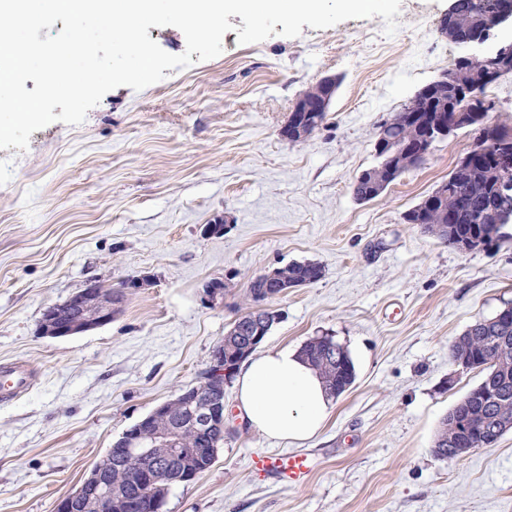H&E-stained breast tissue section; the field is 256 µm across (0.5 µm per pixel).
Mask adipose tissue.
Returning a JSON list of instances; mask_svg holds the SVG:
<instances>
[{
    "label": "adipose tissue",
    "mask_w": 512,
    "mask_h": 512,
    "mask_svg": "<svg viewBox=\"0 0 512 512\" xmlns=\"http://www.w3.org/2000/svg\"><path fill=\"white\" fill-rule=\"evenodd\" d=\"M237 410L261 435L292 442L317 434L334 407L319 373L289 347H271L236 375Z\"/></svg>",
    "instance_id": "ef3b65f1"
}]
</instances>
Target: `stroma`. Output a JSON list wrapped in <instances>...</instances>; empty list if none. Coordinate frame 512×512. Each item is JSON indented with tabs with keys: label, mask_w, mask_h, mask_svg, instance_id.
Wrapping results in <instances>:
<instances>
[{
	"label": "stroma",
	"mask_w": 512,
	"mask_h": 512,
	"mask_svg": "<svg viewBox=\"0 0 512 512\" xmlns=\"http://www.w3.org/2000/svg\"><path fill=\"white\" fill-rule=\"evenodd\" d=\"M449 4L402 0L391 37L375 16L247 45L233 15L218 57L113 89L81 125L33 132L27 150L0 149V362L38 374L0 402V512H54L126 430L199 383L249 281L292 262L323 276L270 301L279 319L262 345L334 337L353 386L314 438L291 442L247 427L226 383L224 446L162 512H512V431L454 462L432 451L481 379L453 364L450 341L512 302V224L462 254L403 219L472 134L436 142L375 200L351 192L375 163L378 124L463 55L439 31ZM331 75L341 83L323 125L288 142L296 102ZM214 279L228 288L212 303ZM91 281L124 288L121 313L42 336L45 307ZM264 452L309 454L313 473L280 483L251 466Z\"/></svg>",
	"instance_id": "35a3bbf8"
}]
</instances>
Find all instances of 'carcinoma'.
Listing matches in <instances>:
<instances>
[{
	"label": "carcinoma",
	"instance_id": "obj_1",
	"mask_svg": "<svg viewBox=\"0 0 512 512\" xmlns=\"http://www.w3.org/2000/svg\"><path fill=\"white\" fill-rule=\"evenodd\" d=\"M505 0H453L448 15L440 23V31L447 32L448 40L481 35L493 23L498 9ZM466 85L474 95L486 93L481 74L463 58L445 72L443 82L430 95L413 96L401 109L392 113L379 125L392 146L374 145L376 163L368 176L358 177L352 184V193L360 202L374 200L385 192L383 184H391L402 173L422 164L417 153L421 148L431 150L436 140H427L426 128L410 114L452 112L459 104L458 87ZM483 160H475L467 169L457 167L448 175L453 188L447 194L435 197L432 206L417 204L404 215L409 224L418 223L428 233L456 249V244L472 236L485 234L492 246L500 212L512 208V201L504 202L494 194L495 171L491 160L496 145L482 142ZM323 270L313 262H294L282 267L281 278L297 288L321 279ZM270 284L260 275L249 283L246 307L240 314L249 318L265 307ZM248 346V339L229 330L224 336V356L233 357ZM302 356L324 379L331 392L339 397L350 389L355 380V369L348 352L331 336L309 339L300 347ZM448 355L455 362L468 358L472 369L482 374L481 381L461 398L443 418L437 432L433 453L449 462L459 459L453 448H491L512 429V311L501 308L494 316L470 325L457 340L448 346ZM174 428L179 431L182 447L212 448L214 453L197 461L200 472L207 471L215 461L217 450L224 446V436L206 438L196 432L191 424V413L183 410L178 418L158 416L152 433ZM144 465H154L161 470V478L152 488L139 483L137 467L112 466V490L139 502L140 512H152L156 500L166 499L171 486L179 483L181 460L174 454L163 459L147 455Z\"/></svg>",
	"mask_w": 512,
	"mask_h": 512
}]
</instances>
